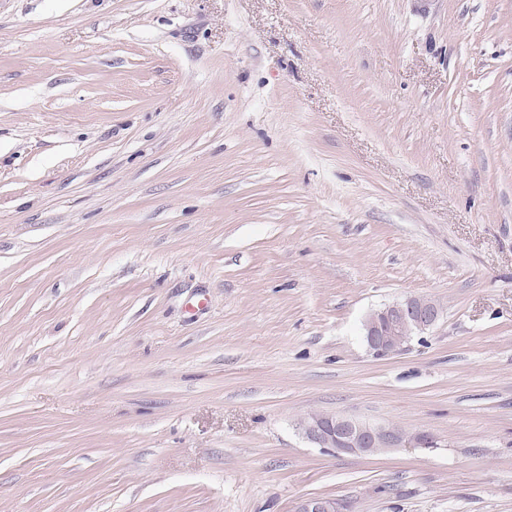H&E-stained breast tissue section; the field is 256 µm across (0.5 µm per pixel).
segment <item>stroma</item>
Masks as SVG:
<instances>
[{"label":"stroma","instance_id":"35a3bbf8","mask_svg":"<svg viewBox=\"0 0 512 512\" xmlns=\"http://www.w3.org/2000/svg\"><path fill=\"white\" fill-rule=\"evenodd\" d=\"M314 496L512 512V0H0V512ZM440 307L426 297H407L376 310L366 319L363 337L368 349L379 357L402 352L413 333L419 334L436 324ZM407 331V335L404 333ZM300 430L313 445L344 454L372 455L393 448H429L434 443L426 433L409 437L393 427L330 414L310 415L300 423Z\"/></svg>","mask_w":512,"mask_h":512}]
</instances>
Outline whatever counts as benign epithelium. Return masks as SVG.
Listing matches in <instances>:
<instances>
[{"mask_svg": "<svg viewBox=\"0 0 512 512\" xmlns=\"http://www.w3.org/2000/svg\"><path fill=\"white\" fill-rule=\"evenodd\" d=\"M440 307L426 297H407L376 310L366 319L363 337L368 349L379 357L402 352L412 334L436 324ZM304 437L319 448L338 453L372 455L393 448H429L433 437L426 433L407 436L400 430L350 419L340 415L313 414L300 423ZM336 500L328 497L305 498L296 512H338Z\"/></svg>", "mask_w": 512, "mask_h": 512, "instance_id": "benign-epithelium-1", "label": "benign epithelium"}]
</instances>
